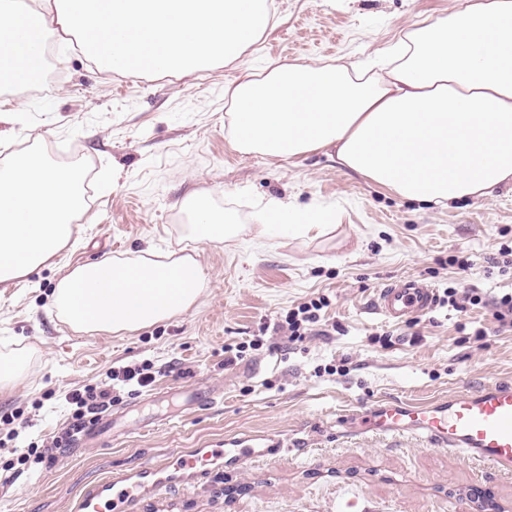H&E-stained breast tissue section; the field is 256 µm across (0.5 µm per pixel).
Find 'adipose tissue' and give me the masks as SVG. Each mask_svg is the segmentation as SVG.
Returning <instances> with one entry per match:
<instances>
[{
	"instance_id": "obj_1",
	"label": "adipose tissue",
	"mask_w": 512,
	"mask_h": 512,
	"mask_svg": "<svg viewBox=\"0 0 512 512\" xmlns=\"http://www.w3.org/2000/svg\"><path fill=\"white\" fill-rule=\"evenodd\" d=\"M275 23L269 0H0V84L43 68L47 36L76 34L96 67L124 73L202 71L237 61ZM232 145L295 158L324 150L349 173L404 199L446 205L512 183V0H452L423 16L376 57L245 69L228 90ZM84 174L34 154L0 161V283L25 278L70 242L86 209ZM185 203L189 233L238 230L209 195ZM339 210L274 199L249 232L322 235ZM208 283L195 256L147 249L67 267L52 294L76 332L126 333L177 317Z\"/></svg>"
}]
</instances>
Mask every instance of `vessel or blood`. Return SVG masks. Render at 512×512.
<instances>
[{
	"label": "vessel or blood",
	"instance_id": "vessel-or-blood-1",
	"mask_svg": "<svg viewBox=\"0 0 512 512\" xmlns=\"http://www.w3.org/2000/svg\"><path fill=\"white\" fill-rule=\"evenodd\" d=\"M435 289L422 279L407 277L379 288L374 309L390 320H403L431 311ZM120 411L97 417L83 429L81 440L111 442ZM366 431L384 435L410 434L464 458L512 473V383L476 391H460L425 404L383 400L362 421ZM266 443L224 448H193L178 457L111 473L88 484L76 512H136L145 498L175 488H188L209 479L218 469L235 472L247 463L282 455Z\"/></svg>",
	"mask_w": 512,
	"mask_h": 512
}]
</instances>
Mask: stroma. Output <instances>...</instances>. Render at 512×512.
<instances>
[{
	"label": "stroma",
	"instance_id": "1",
	"mask_svg": "<svg viewBox=\"0 0 512 512\" xmlns=\"http://www.w3.org/2000/svg\"><path fill=\"white\" fill-rule=\"evenodd\" d=\"M276 23L242 59L205 71L120 75L98 70L76 43L49 67V92L0 91L13 117L0 121V157L30 150L88 180V208L69 245L28 279L0 284V360H23L15 388L0 395L18 447L68 430L65 392L106 380L110 369L150 364L154 381L124 389L141 405L112 446L67 444L52 459L0 485V512H74L83 487L108 473L230 439L261 438L284 455L213 472L198 487L160 493L140 512H448L486 494L512 512V474L412 436L362 434L376 401L412 403L512 383V331L495 304L512 294V184L491 195L434 206L390 195L317 152L294 159L242 153L225 127L224 89L242 68L347 60L384 46L419 14L448 0H275ZM195 191L230 213L238 235L197 241ZM271 199L341 209L319 237L278 233L254 243L246 227ZM197 254L208 286L184 314L120 334L76 332L56 316L52 292L65 265L146 246ZM469 260L468 268L454 258ZM414 276L437 292L435 308L394 322L376 313L378 288ZM482 298L461 310L448 289ZM326 302L302 340L281 330L289 310ZM242 347L229 359L227 348ZM222 392L212 408L184 413L182 386ZM155 420L141 430L143 420Z\"/></svg>",
	"mask_w": 512,
	"mask_h": 512
}]
</instances>
